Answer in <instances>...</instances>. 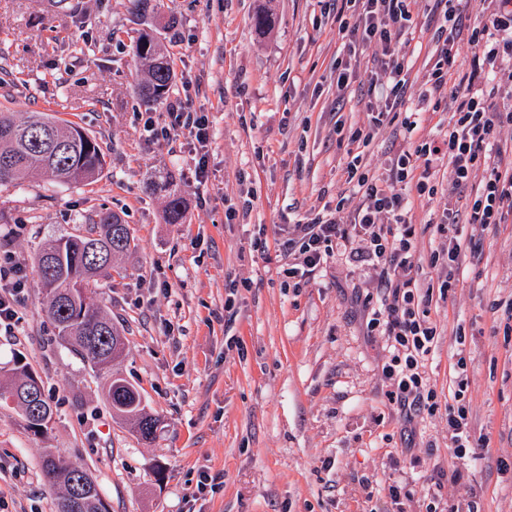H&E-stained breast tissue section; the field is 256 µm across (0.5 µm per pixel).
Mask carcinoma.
<instances>
[{
	"mask_svg": "<svg viewBox=\"0 0 512 512\" xmlns=\"http://www.w3.org/2000/svg\"><path fill=\"white\" fill-rule=\"evenodd\" d=\"M132 52L143 71L137 86L140 102L149 108L161 104L175 79L166 45L153 32L144 31L134 41ZM104 165L105 155L99 143L78 124L41 112H32L18 121L14 113L0 111V186L17 185L31 171L52 181L87 185L97 180ZM184 212L182 198L175 192L170 194L167 222L181 223ZM90 232L97 233V239L64 235L37 254L38 261L44 254L53 256L55 261L54 266L45 269L35 266L38 285L45 295L44 313L60 341L106 377V393L112 398L113 411L135 420L141 437L148 439L156 431L157 420L144 412L141 404L118 397L119 389L127 382L112 374V365L125 354V338L87 288L92 281L112 277L115 259L134 249V239L128 225L111 211L99 213ZM96 242L112 244V252L94 269L88 259V247ZM27 370L28 366L18 360L7 378L0 379L1 402L9 401L24 385ZM14 405L33 436L47 433L49 423L30 416L24 402L16 401ZM42 472L47 483L59 490L60 505L70 492L69 476L86 474L48 448Z\"/></svg>",
	"mask_w": 512,
	"mask_h": 512,
	"instance_id": "carcinoma-1",
	"label": "carcinoma"
}]
</instances>
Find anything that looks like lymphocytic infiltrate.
I'll list each match as a JSON object with an SVG mask.
<instances>
[{
  "instance_id": "lymphocytic-infiltrate-1",
  "label": "lymphocytic infiltrate",
  "mask_w": 512,
  "mask_h": 512,
  "mask_svg": "<svg viewBox=\"0 0 512 512\" xmlns=\"http://www.w3.org/2000/svg\"><path fill=\"white\" fill-rule=\"evenodd\" d=\"M443 10L444 23L434 34L437 61L423 83L418 101L424 111H439L442 102L453 105L446 131L421 139L400 151L389 168H366L362 148L378 131L401 121L414 131L417 120L399 118L406 90L405 48L417 22L412 0H339L336 34L348 58L336 67V88L352 81L351 59L368 45H376L371 58V80L363 98L369 122L348 128L345 137L353 148L345 166L349 196L340 197L334 213L306 223L289 225L280 245L285 254H301L302 264L289 265L292 279H305L335 251H346L355 264L379 266L377 281L369 287L363 306L369 316L367 330L385 337L390 349L386 373L392 382L389 404L410 415L437 407L427 385L424 362L433 352L437 328L429 319L431 291L422 290L414 276L418 268L415 248L417 227L409 217V191L435 198L438 185L432 169L447 161L452 200L445 203L437 224L448 244L432 253L429 264L439 272L442 294L458 286L463 263L461 237L468 225L488 227L512 221V163H504L499 143L504 128H512V72L501 71L512 60V0H433ZM468 29L474 53L469 83H449L448 74L459 54L458 35ZM502 75L503 88L481 90L473 83ZM168 129L187 133L199 149L210 139L205 117L190 111L179 99L168 108ZM358 196L350 205V196ZM28 280L13 256H0V327L18 323L17 304ZM466 375L456 378L453 402L448 407V442L456 459L469 456L473 446Z\"/></svg>"
}]
</instances>
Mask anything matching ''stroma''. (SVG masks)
I'll return each mask as SVG.
<instances>
[{"mask_svg": "<svg viewBox=\"0 0 512 512\" xmlns=\"http://www.w3.org/2000/svg\"><path fill=\"white\" fill-rule=\"evenodd\" d=\"M430 8L412 5L410 110L435 62ZM261 10L272 17L264 30L252 23ZM335 12V0H162L158 17L177 20L168 98L207 118L201 155L188 136H162L167 103L137 99L132 44L147 25L128 0H0V68L13 78L0 109L79 123L106 161L88 186L0 187V252L31 277L44 243L86 234L100 211L120 215L135 247L91 288L127 342L117 372L159 420L145 440L113 415L30 284L21 322L0 331V372L22 359L57 411L36 437L0 403V512H56L48 448L93 477L109 512H426L433 498L441 512L469 500L512 512V223L476 229L454 295L433 292L425 371L438 408L409 425L384 397L385 339L368 335L355 303L372 269L335 256L289 285L278 227L335 210L348 190L336 126L368 122L357 86L336 90ZM166 175L183 198L180 224L164 219ZM443 203L410 199L423 280ZM461 357L482 441L463 461L448 448L446 411ZM205 474L216 488H199ZM393 486L409 491L403 505Z\"/></svg>", "mask_w": 512, "mask_h": 512, "instance_id": "35a3bbf8", "label": "stroma"}]
</instances>
